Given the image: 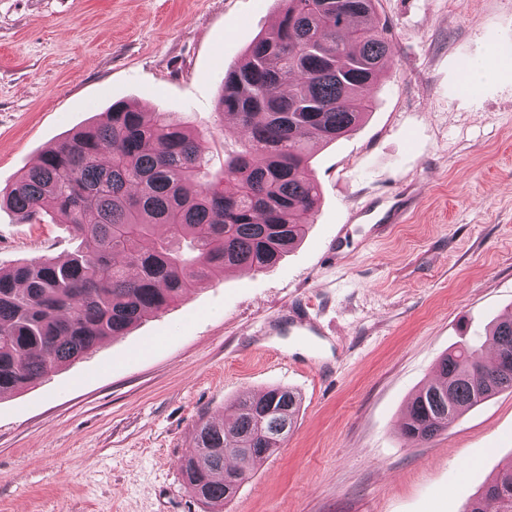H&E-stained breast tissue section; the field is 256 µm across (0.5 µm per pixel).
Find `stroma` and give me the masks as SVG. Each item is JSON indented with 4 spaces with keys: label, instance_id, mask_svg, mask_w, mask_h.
I'll return each instance as SVG.
<instances>
[{
    "label": "stroma",
    "instance_id": "35a3bbf8",
    "mask_svg": "<svg viewBox=\"0 0 512 512\" xmlns=\"http://www.w3.org/2000/svg\"><path fill=\"white\" fill-rule=\"evenodd\" d=\"M280 0H0V188L112 103L212 132L213 172L240 147L216 103ZM391 65L353 133L314 146L321 199L275 267L233 269L0 396V512H210L180 462L200 418L241 393L296 391L294 431L223 512H457L512 459V393L424 444L398 430L441 354L512 309V0H378ZM403 197L402 223L347 224ZM346 226L342 262L325 253ZM78 245L43 213L0 209V268ZM316 315V347L284 307Z\"/></svg>",
    "mask_w": 512,
    "mask_h": 512
}]
</instances>
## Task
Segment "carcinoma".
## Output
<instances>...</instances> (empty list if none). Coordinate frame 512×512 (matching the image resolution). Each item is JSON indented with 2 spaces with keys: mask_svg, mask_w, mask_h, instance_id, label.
I'll list each match as a JSON object with an SVG mask.
<instances>
[{
  "mask_svg": "<svg viewBox=\"0 0 512 512\" xmlns=\"http://www.w3.org/2000/svg\"><path fill=\"white\" fill-rule=\"evenodd\" d=\"M282 2L276 26L224 75L216 110L233 117L243 141L220 174L210 172L207 134L170 112L115 103L0 189V206L21 220L39 221L49 206L79 240L66 260L44 254L0 268V396L43 382L218 272L276 265L306 236L320 202L309 145L360 126L391 56L377 0ZM485 342L492 363L475 341L439 358L401 436L427 443L512 392V312ZM300 406L296 392L276 386L241 395L230 424L199 421L181 466L188 492L212 506L234 497L294 430ZM462 512H512V462Z\"/></svg>",
  "mask_w": 512,
  "mask_h": 512,
  "instance_id": "carcinoma-1",
  "label": "carcinoma"
}]
</instances>
